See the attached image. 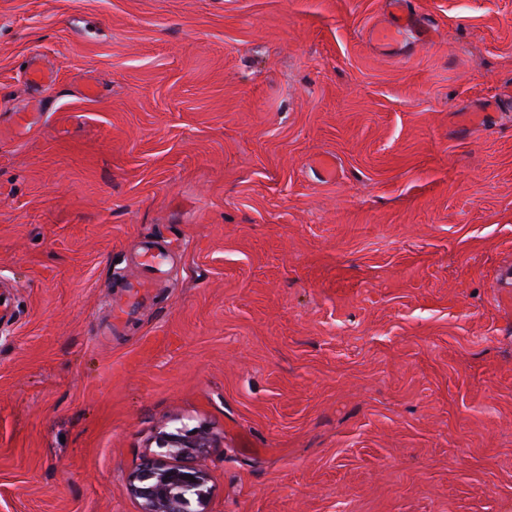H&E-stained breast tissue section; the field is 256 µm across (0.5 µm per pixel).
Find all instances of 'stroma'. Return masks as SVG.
<instances>
[{"instance_id":"stroma-1","label":"stroma","mask_w":512,"mask_h":512,"mask_svg":"<svg viewBox=\"0 0 512 512\" xmlns=\"http://www.w3.org/2000/svg\"><path fill=\"white\" fill-rule=\"evenodd\" d=\"M405 5L0 0V512H512V0ZM388 5L393 11L388 28L401 31H417L423 41H429L432 37L431 31L421 25L417 15L405 11L403 0H388ZM192 431H195V434H192ZM209 442L210 436L205 430L181 427L175 432L163 433L159 437L158 447L181 448L183 452L189 453L207 448ZM187 476H193V480H187ZM206 480L203 469L148 458L130 476L129 486L143 501L144 512H189L187 492L203 486Z\"/></svg>"}]
</instances>
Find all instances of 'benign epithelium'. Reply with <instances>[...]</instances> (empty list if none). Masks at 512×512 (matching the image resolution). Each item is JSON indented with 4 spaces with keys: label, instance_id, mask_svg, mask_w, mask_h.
Masks as SVG:
<instances>
[{
    "label": "benign epithelium",
    "instance_id": "7a95c632",
    "mask_svg": "<svg viewBox=\"0 0 512 512\" xmlns=\"http://www.w3.org/2000/svg\"><path fill=\"white\" fill-rule=\"evenodd\" d=\"M209 433L186 427L159 437L158 447L179 448L185 453L208 447ZM207 474L200 468H187L157 459H146L129 478L134 495L143 501V512H189L187 492L204 485Z\"/></svg>",
    "mask_w": 512,
    "mask_h": 512
}]
</instances>
